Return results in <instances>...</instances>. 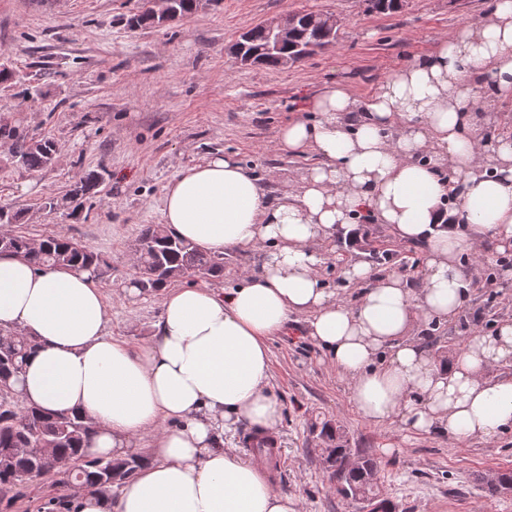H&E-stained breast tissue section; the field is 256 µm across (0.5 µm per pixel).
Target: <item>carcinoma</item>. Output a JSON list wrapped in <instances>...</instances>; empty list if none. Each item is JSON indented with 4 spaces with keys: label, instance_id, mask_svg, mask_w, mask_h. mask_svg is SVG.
<instances>
[{
    "label": "carcinoma",
    "instance_id": "carcinoma-1",
    "mask_svg": "<svg viewBox=\"0 0 512 512\" xmlns=\"http://www.w3.org/2000/svg\"><path fill=\"white\" fill-rule=\"evenodd\" d=\"M368 11L392 14L401 10V0H367ZM172 18L181 20L195 13L194 0H172ZM311 13L297 18L291 40L276 52H269L268 35L255 27L247 40L235 50L237 58L252 64L282 65V59L315 54L314 47L326 43L327 33L312 25ZM0 142L10 146L12 156L20 166L37 171L50 166L58 152V144L50 138L35 139L18 122L0 119ZM101 177L90 172L76 183L72 196L88 199L100 186ZM139 260V277L134 284L143 294L155 293L171 282L188 277H220L224 272V257L198 250L191 243L176 237L155 224H145L134 245ZM0 253L27 258L36 267H79L95 278L106 273L103 256L65 235L49 236L35 247L24 235L0 237ZM34 347L31 340L0 331V397L15 391L23 364ZM321 433L330 446L326 448V461L331 468L354 452L342 426L324 422ZM92 425L78 415L52 414L36 408L9 406L0 403V492L20 496L30 475L43 472L57 477L63 487L72 481H82L95 493L110 496L129 480L139 467V461L114 459L107 455L89 454ZM42 443L51 445L53 458L44 460L18 452L20 448H36ZM379 469L378 461L369 454L362 455L358 467L338 471L336 494L356 498V494L377 499L381 512H399V505L383 493L373 473ZM485 492L491 496L504 493V486L512 485V471L498 470L494 475L480 478Z\"/></svg>",
    "mask_w": 512,
    "mask_h": 512
}]
</instances>
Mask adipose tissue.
<instances>
[{
    "label": "adipose tissue",
    "mask_w": 512,
    "mask_h": 512,
    "mask_svg": "<svg viewBox=\"0 0 512 512\" xmlns=\"http://www.w3.org/2000/svg\"><path fill=\"white\" fill-rule=\"evenodd\" d=\"M489 96L512 98V0H495L369 99L336 84L307 97L276 148L318 161L279 203L233 156L185 167L166 189L164 227L205 253L256 250L262 262L234 288L162 292L143 346L108 336L88 272L0 255V330L35 343L17 384L25 404L82 415L93 423L91 452L140 460L117 496L73 489L74 512H300L256 461L224 445L241 422L279 431L269 342L300 320L369 422L486 441L512 427V377L488 376L512 366V323L472 333L446 360L412 334L468 303L460 254L512 248V131L478 133ZM362 213L425 245L421 288L360 262L343 272L356 300L327 287L317 247Z\"/></svg>",
    "instance_id": "adipose-tissue-1"
}]
</instances>
